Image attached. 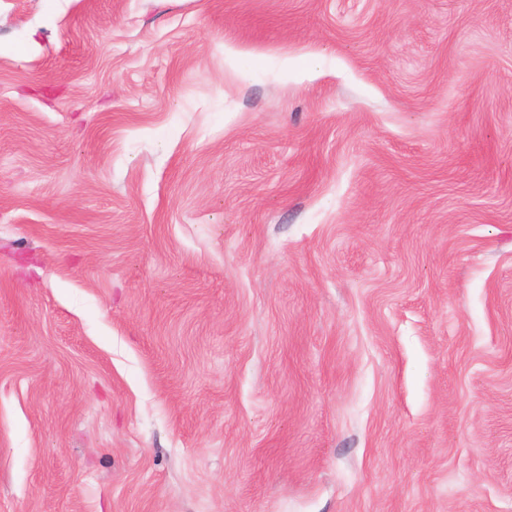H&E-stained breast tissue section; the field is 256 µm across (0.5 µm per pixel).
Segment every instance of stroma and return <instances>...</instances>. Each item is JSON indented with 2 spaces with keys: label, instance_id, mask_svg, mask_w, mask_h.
Listing matches in <instances>:
<instances>
[{
  "label": "stroma",
  "instance_id": "stroma-1",
  "mask_svg": "<svg viewBox=\"0 0 512 512\" xmlns=\"http://www.w3.org/2000/svg\"><path fill=\"white\" fill-rule=\"evenodd\" d=\"M0 512H512V0H0Z\"/></svg>",
  "mask_w": 512,
  "mask_h": 512
}]
</instances>
